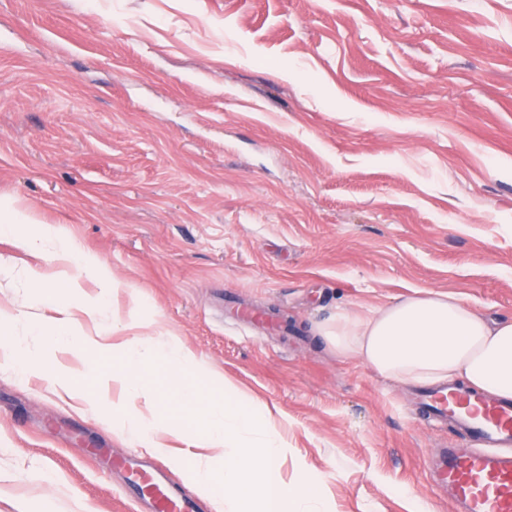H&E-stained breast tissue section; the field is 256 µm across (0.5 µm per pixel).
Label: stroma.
I'll use <instances>...</instances> for the list:
<instances>
[{"mask_svg": "<svg viewBox=\"0 0 512 512\" xmlns=\"http://www.w3.org/2000/svg\"><path fill=\"white\" fill-rule=\"evenodd\" d=\"M0 198L115 282L0 233V316L54 363L0 352V512H141L116 457L234 512L193 480L190 420L155 449L123 426L148 411L113 344L171 335L277 426L281 479L325 512H452L426 460L456 428L315 325L429 291L512 319V0H0ZM35 268L75 285L44 296Z\"/></svg>", "mask_w": 512, "mask_h": 512, "instance_id": "35a3bbf8", "label": "stroma"}]
</instances>
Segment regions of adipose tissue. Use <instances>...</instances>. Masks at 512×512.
<instances>
[{"label": "adipose tissue", "instance_id": "obj_1", "mask_svg": "<svg viewBox=\"0 0 512 512\" xmlns=\"http://www.w3.org/2000/svg\"><path fill=\"white\" fill-rule=\"evenodd\" d=\"M0 219L20 247L67 262L72 245L57 229L31 236L17 229L33 223L13 204H0ZM318 333L343 357H356L380 377L400 383L460 380L476 390L512 398V320L490 321L459 296L430 292L366 315L340 309Z\"/></svg>", "mask_w": 512, "mask_h": 512}]
</instances>
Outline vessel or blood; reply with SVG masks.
<instances>
[{
    "mask_svg": "<svg viewBox=\"0 0 512 512\" xmlns=\"http://www.w3.org/2000/svg\"><path fill=\"white\" fill-rule=\"evenodd\" d=\"M427 421L453 418L467 442L431 455L429 467L454 512H512V399L469 389L425 387L418 392ZM130 482L152 512H195L191 497L170 486L162 471L134 468Z\"/></svg>",
    "mask_w": 512,
    "mask_h": 512,
    "instance_id": "vessel-or-blood-1",
    "label": "vessel or blood"
}]
</instances>
